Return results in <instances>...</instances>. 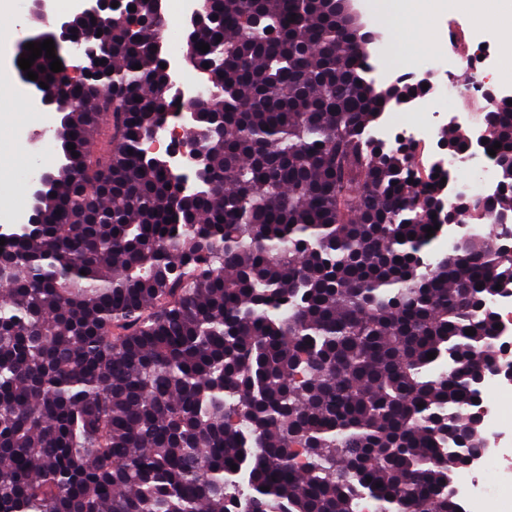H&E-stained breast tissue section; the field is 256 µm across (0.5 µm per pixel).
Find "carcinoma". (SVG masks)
<instances>
[{"label":"carcinoma","mask_w":512,"mask_h":512,"mask_svg":"<svg viewBox=\"0 0 512 512\" xmlns=\"http://www.w3.org/2000/svg\"><path fill=\"white\" fill-rule=\"evenodd\" d=\"M164 25L76 20L109 33L107 80L31 66L63 160L38 231L0 247V512H463L512 253L484 233L425 260L436 178L367 137L392 101L333 0H210L186 53L216 65L218 184L178 195L143 151L169 111ZM489 115L483 217L512 208V106ZM34 92L39 95L42 106L49 112H46L44 109L43 111L48 116V119L50 121L51 130L49 131V136L51 139L50 142V150L53 153L54 156V162L53 165L55 166L56 163L59 161L61 157V142L57 141L55 139L54 133L55 129L60 126V117L57 112H51L54 110L55 106L57 105L56 99H57V93L53 90L44 89L39 86V83L36 82L35 84H32ZM42 107V108H43Z\"/></svg>","instance_id":"obj_1"}]
</instances>
